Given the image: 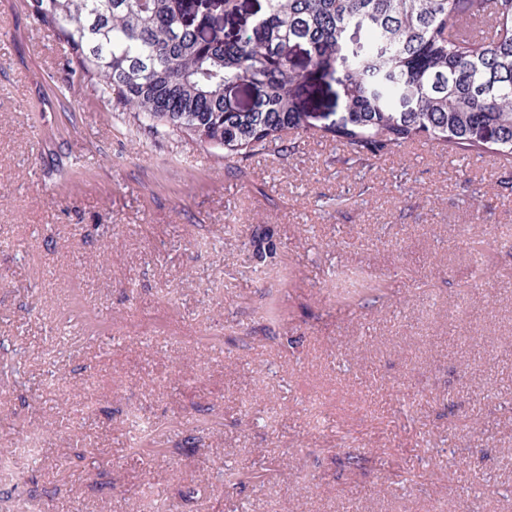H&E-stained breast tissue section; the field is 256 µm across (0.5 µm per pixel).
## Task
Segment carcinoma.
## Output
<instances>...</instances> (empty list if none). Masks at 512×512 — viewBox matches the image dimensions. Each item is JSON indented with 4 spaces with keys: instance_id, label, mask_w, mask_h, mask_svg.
I'll return each instance as SVG.
<instances>
[{
    "instance_id": "cac0c4a2",
    "label": "carcinoma",
    "mask_w": 512,
    "mask_h": 512,
    "mask_svg": "<svg viewBox=\"0 0 512 512\" xmlns=\"http://www.w3.org/2000/svg\"><path fill=\"white\" fill-rule=\"evenodd\" d=\"M30 5L70 76L157 133L224 150L229 167L311 130L359 160L422 139L512 157V0H264L254 18L240 0ZM484 12L491 39L454 37L458 15ZM332 80L343 111H314L307 88Z\"/></svg>"
}]
</instances>
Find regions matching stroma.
Returning a JSON list of instances; mask_svg holds the SVG:
<instances>
[{
	"mask_svg": "<svg viewBox=\"0 0 512 512\" xmlns=\"http://www.w3.org/2000/svg\"><path fill=\"white\" fill-rule=\"evenodd\" d=\"M62 56L0 0V448L42 434L0 503L137 512L159 470L168 512H512V157L291 133L231 170ZM353 268L383 297L337 296Z\"/></svg>",
	"mask_w": 512,
	"mask_h": 512,
	"instance_id": "1",
	"label": "stroma"
}]
</instances>
